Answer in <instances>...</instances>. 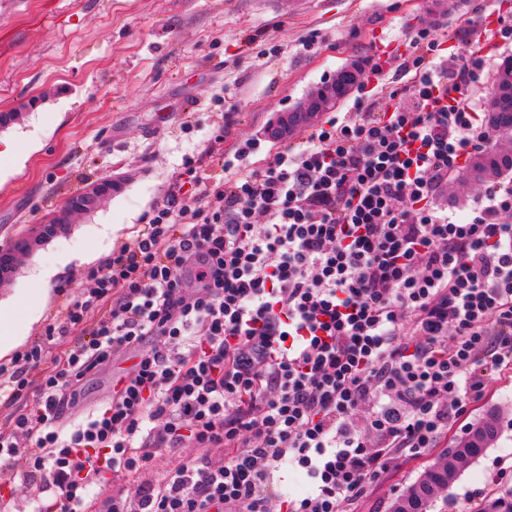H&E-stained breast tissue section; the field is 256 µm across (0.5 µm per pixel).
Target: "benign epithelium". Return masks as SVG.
Returning <instances> with one entry per match:
<instances>
[{
	"mask_svg": "<svg viewBox=\"0 0 512 512\" xmlns=\"http://www.w3.org/2000/svg\"><path fill=\"white\" fill-rule=\"evenodd\" d=\"M363 65L355 64L339 78H332L321 88L298 105L285 112H278L266 129L268 137L282 141L290 137L298 128L311 123L328 102L341 97L350 84L360 82ZM121 188V182L112 178H104L92 184L85 191L67 198L57 211L50 214L45 222L39 225L35 240H43L56 236L61 228L70 223L71 218L95 209L101 201L112 196ZM32 251V243L27 238L15 241L12 245L0 248V284L14 272L19 257Z\"/></svg>",
	"mask_w": 512,
	"mask_h": 512,
	"instance_id": "obj_1",
	"label": "benign epithelium"
}]
</instances>
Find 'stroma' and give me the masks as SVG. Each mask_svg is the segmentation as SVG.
Instances as JSON below:
<instances>
[{
	"label": "stroma",
	"instance_id": "stroma-1",
	"mask_svg": "<svg viewBox=\"0 0 512 512\" xmlns=\"http://www.w3.org/2000/svg\"><path fill=\"white\" fill-rule=\"evenodd\" d=\"M512 17V0H0V113L21 111L1 132L25 161L0 179V246L42 222L70 196L106 177L123 188L40 244L0 289V304L25 325L22 348L43 342L66 304L92 288L89 277L194 168L204 186L222 163L257 169L302 148L311 127L288 141L266 138L275 113L294 106L345 64L381 66L333 108L344 116L392 109L407 85L402 68L409 35L431 27L449 50L481 49L476 30L486 12ZM259 142L256 152L242 148ZM490 180L463 167L438 200L467 215ZM41 317L28 322L25 304ZM494 421L487 454L461 466L431 512H477L493 494L512 490V376L492 375L486 395L448 434ZM440 449L421 460L392 457L389 470L358 512H391Z\"/></svg>",
	"mask_w": 512,
	"mask_h": 512
}]
</instances>
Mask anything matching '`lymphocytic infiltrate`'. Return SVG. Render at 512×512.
<instances>
[{
  "label": "lymphocytic infiltrate",
  "mask_w": 512,
  "mask_h": 512,
  "mask_svg": "<svg viewBox=\"0 0 512 512\" xmlns=\"http://www.w3.org/2000/svg\"><path fill=\"white\" fill-rule=\"evenodd\" d=\"M409 44L393 110L330 119L256 170L225 162L207 208L164 201L46 330L80 341L0 367V397L24 405L0 430V512L19 477L33 512H355L390 454L427 455L512 370V180L466 222L437 205L493 140L465 94L488 60L442 66L427 27ZM122 352L135 363L107 401L68 419ZM287 465L306 496L281 493Z\"/></svg>",
  "instance_id": "f902f5d3"
}]
</instances>
